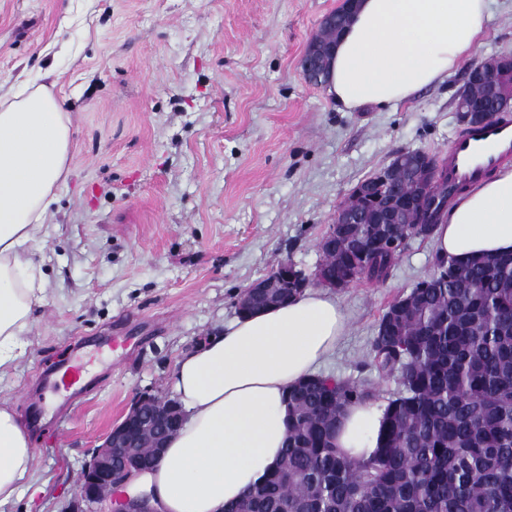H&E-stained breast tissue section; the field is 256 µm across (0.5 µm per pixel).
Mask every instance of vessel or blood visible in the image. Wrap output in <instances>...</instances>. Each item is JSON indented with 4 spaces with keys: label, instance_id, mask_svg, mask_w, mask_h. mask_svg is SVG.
<instances>
[{
    "label": "vessel or blood",
    "instance_id": "obj_1",
    "mask_svg": "<svg viewBox=\"0 0 512 512\" xmlns=\"http://www.w3.org/2000/svg\"><path fill=\"white\" fill-rule=\"evenodd\" d=\"M510 159L512 121L498 118L467 127L440 157L438 166L447 172L449 180L472 185Z\"/></svg>",
    "mask_w": 512,
    "mask_h": 512
}]
</instances>
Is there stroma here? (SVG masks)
<instances>
[{"label": "stroma", "instance_id": "obj_1", "mask_svg": "<svg viewBox=\"0 0 512 512\" xmlns=\"http://www.w3.org/2000/svg\"><path fill=\"white\" fill-rule=\"evenodd\" d=\"M341 2L0 0V72L44 75L73 136L38 245L46 303L0 382L37 486L0 512H69L112 425L141 394L175 398L177 357L223 328L243 289L286 261L313 272L359 182L399 151H447L462 130L463 67L390 112L342 111L306 82L301 58ZM499 53H512V0H494L473 58ZM435 256L413 240L386 280L336 290L349 329L321 373L369 380L386 403L398 382L369 365L376 327ZM80 357L88 390L54 387Z\"/></svg>", "mask_w": 512, "mask_h": 512}]
</instances>
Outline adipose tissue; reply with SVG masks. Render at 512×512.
<instances>
[{"instance_id": "ef3b65f1", "label": "adipose tissue", "mask_w": 512, "mask_h": 512, "mask_svg": "<svg viewBox=\"0 0 512 512\" xmlns=\"http://www.w3.org/2000/svg\"><path fill=\"white\" fill-rule=\"evenodd\" d=\"M492 0H357L325 81L341 110H388L442 83L469 60ZM0 380L24 355V333L45 301L40 240L57 189L70 172L71 119L46 84L0 74ZM435 250L463 261L512 252V168L465 191L432 236ZM348 318L326 290L235 316L206 343L182 353L173 386L184 412L154 470L136 478L157 512H223L260 484L287 439L289 386L316 373L345 336ZM383 409L348 408L336 436L354 459L377 448ZM34 453L12 407L0 404V505L34 482Z\"/></svg>"}]
</instances>
